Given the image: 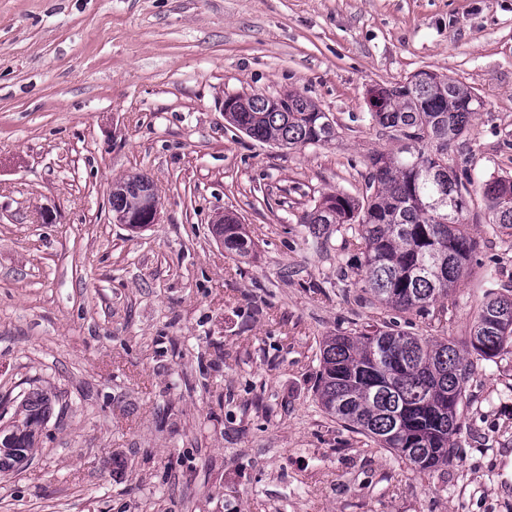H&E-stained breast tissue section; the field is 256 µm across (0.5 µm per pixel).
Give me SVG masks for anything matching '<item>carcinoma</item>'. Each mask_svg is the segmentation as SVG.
Returning <instances> with one entry per match:
<instances>
[{"label": "carcinoma", "instance_id": "obj_1", "mask_svg": "<svg viewBox=\"0 0 512 512\" xmlns=\"http://www.w3.org/2000/svg\"><path fill=\"white\" fill-rule=\"evenodd\" d=\"M288 111L269 109L254 95L247 107L225 117L250 138L291 149L335 138L329 114L297 92ZM373 124L401 141L395 154L372 158L365 195L328 194L306 214L318 237L347 224L365 243L359 281L375 302L428 314L464 278L477 242L467 231L470 202H484L492 230L512 234V177L474 181L449 150L483 106L461 82L414 73L369 101ZM224 249L238 257L253 251L245 227L233 218L214 225ZM512 341V295L488 293L470 328L468 347L486 361ZM317 395L324 410L353 432L393 450L421 472L447 466L459 433V404L471 362L455 344L433 341L393 323L358 336L323 341ZM44 390L25 396L0 429L19 453L37 445L50 414Z\"/></svg>", "mask_w": 512, "mask_h": 512}]
</instances>
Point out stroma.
Listing matches in <instances>:
<instances>
[{
	"instance_id": "1",
	"label": "stroma",
	"mask_w": 512,
	"mask_h": 512,
	"mask_svg": "<svg viewBox=\"0 0 512 512\" xmlns=\"http://www.w3.org/2000/svg\"><path fill=\"white\" fill-rule=\"evenodd\" d=\"M422 69L484 102L457 163L512 176V0H0V423L54 394L0 512H512V347L474 360L432 471L316 394L324 337L395 320L462 346L484 276L512 294V236L482 201L468 276L421 316L368 302L346 225L303 222L400 149L369 91ZM289 91L335 140L282 149L224 117L227 96ZM137 174L160 204L141 229L109 199ZM222 212L250 257L216 240ZM228 215L230 217L222 214L214 222V234L228 253L248 257L253 251V242L247 235L244 225L235 221H241L239 217L233 213Z\"/></svg>"
}]
</instances>
